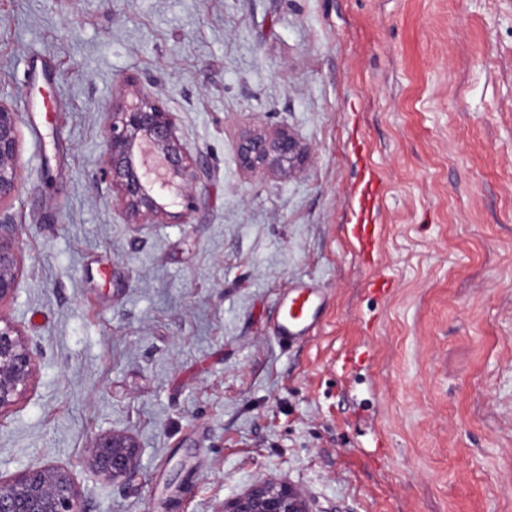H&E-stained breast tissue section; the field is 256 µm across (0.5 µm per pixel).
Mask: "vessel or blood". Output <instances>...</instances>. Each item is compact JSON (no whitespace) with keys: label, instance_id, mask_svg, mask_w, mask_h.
Segmentation results:
<instances>
[{"label":"vessel or blood","instance_id":"1","mask_svg":"<svg viewBox=\"0 0 512 512\" xmlns=\"http://www.w3.org/2000/svg\"><path fill=\"white\" fill-rule=\"evenodd\" d=\"M325 306V297L318 289L301 286L285 292L273 322L277 340L287 346L313 336Z\"/></svg>","mask_w":512,"mask_h":512}]
</instances>
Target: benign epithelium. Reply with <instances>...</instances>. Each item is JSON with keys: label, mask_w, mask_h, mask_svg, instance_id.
<instances>
[{"label": "benign epithelium", "mask_w": 512, "mask_h": 512, "mask_svg": "<svg viewBox=\"0 0 512 512\" xmlns=\"http://www.w3.org/2000/svg\"><path fill=\"white\" fill-rule=\"evenodd\" d=\"M20 113L0 101V203L18 190ZM104 177L118 194L127 223L172 224L184 213L167 210L155 183L171 186L195 204L191 188L205 174L192 161L176 136V119L158 103L136 99L112 101L105 128ZM300 154L297 140L286 129L248 133L237 145L240 165L256 175L282 171ZM19 246L12 224H0V304L10 301L18 287ZM35 357L22 332L0 317V414L14 405L31 385ZM140 447L129 430H112L95 438L88 449V467L103 480H127L136 469ZM0 512H86L85 495L71 473L45 465L0 478ZM214 512H314L301 488L273 477L256 480Z\"/></svg>", "instance_id": "7a95c632"}]
</instances>
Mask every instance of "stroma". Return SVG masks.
I'll use <instances>...</instances> for the list:
<instances>
[{
    "label": "stroma",
    "instance_id": "35a3bbf8",
    "mask_svg": "<svg viewBox=\"0 0 512 512\" xmlns=\"http://www.w3.org/2000/svg\"><path fill=\"white\" fill-rule=\"evenodd\" d=\"M139 91L206 168L185 223H127L101 176ZM0 100V315L37 364L0 476L64 467L87 512H214L265 476L314 512H512V0H0ZM278 128L304 159L244 171L241 134ZM304 283L321 327L279 345ZM112 429L141 448L120 484L86 464ZM20 123V112L0 100V203L11 198L19 187ZM0 306L10 301L18 287V252L14 224L0 221ZM325 307L324 294L317 288L286 291L273 322L275 337L285 346L308 339L320 327Z\"/></svg>",
    "mask_w": 512,
    "mask_h": 512
}]
</instances>
